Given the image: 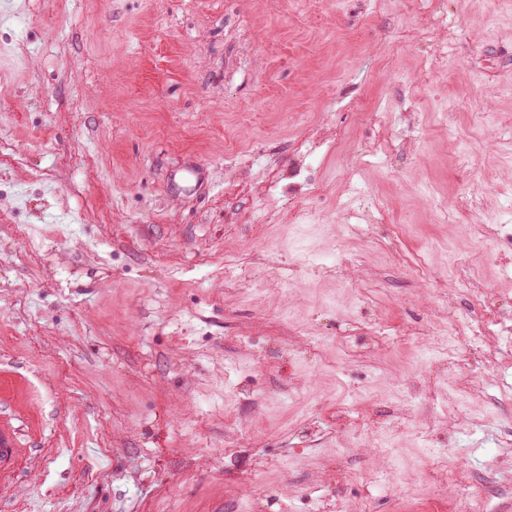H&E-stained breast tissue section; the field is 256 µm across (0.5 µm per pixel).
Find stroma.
Returning <instances> with one entry per match:
<instances>
[{"instance_id": "stroma-1", "label": "stroma", "mask_w": 512, "mask_h": 512, "mask_svg": "<svg viewBox=\"0 0 512 512\" xmlns=\"http://www.w3.org/2000/svg\"><path fill=\"white\" fill-rule=\"evenodd\" d=\"M0 127V512H512V0H0ZM480 279L464 270L457 281V292L471 298L472 307L468 310L448 315V336H470L469 349L481 352L486 347L493 322L487 309L488 293L485 288H479Z\"/></svg>"}]
</instances>
